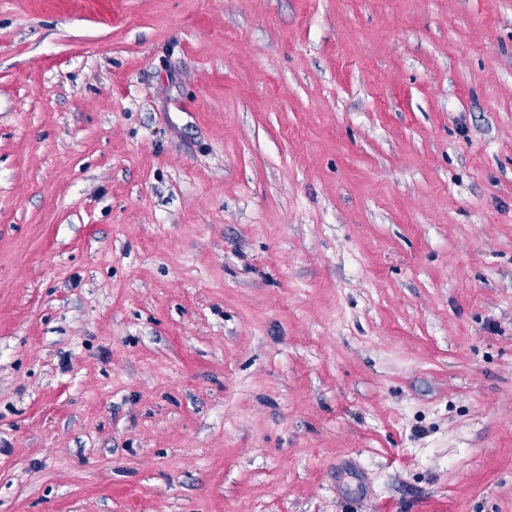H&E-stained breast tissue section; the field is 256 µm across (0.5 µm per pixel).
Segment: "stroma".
I'll use <instances>...</instances> for the list:
<instances>
[{"label":"stroma","instance_id":"1","mask_svg":"<svg viewBox=\"0 0 512 512\" xmlns=\"http://www.w3.org/2000/svg\"><path fill=\"white\" fill-rule=\"evenodd\" d=\"M0 512H512V0H0Z\"/></svg>","mask_w":512,"mask_h":512}]
</instances>
